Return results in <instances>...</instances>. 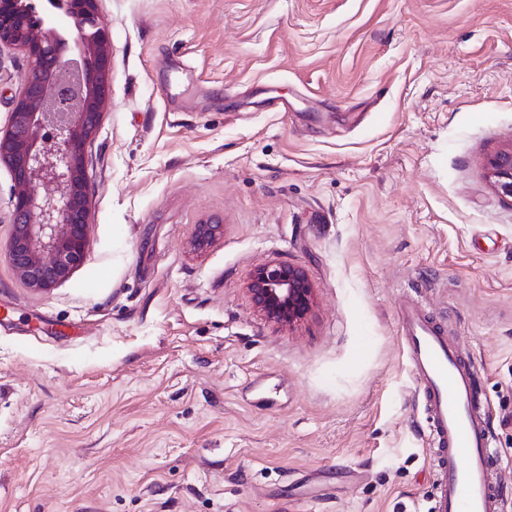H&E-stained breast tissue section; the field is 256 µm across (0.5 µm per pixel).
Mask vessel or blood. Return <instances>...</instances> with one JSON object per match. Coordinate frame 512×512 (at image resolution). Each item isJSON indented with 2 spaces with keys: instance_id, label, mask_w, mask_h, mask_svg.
<instances>
[{
  "instance_id": "1",
  "label": "vessel or blood",
  "mask_w": 512,
  "mask_h": 512,
  "mask_svg": "<svg viewBox=\"0 0 512 512\" xmlns=\"http://www.w3.org/2000/svg\"><path fill=\"white\" fill-rule=\"evenodd\" d=\"M398 318L415 386L433 419L434 512H502L494 468L501 451L474 399L469 363L445 327L433 323L418 303L403 301Z\"/></svg>"
}]
</instances>
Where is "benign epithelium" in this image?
Wrapping results in <instances>:
<instances>
[{
  "instance_id": "obj_1",
  "label": "benign epithelium",
  "mask_w": 512,
  "mask_h": 512,
  "mask_svg": "<svg viewBox=\"0 0 512 512\" xmlns=\"http://www.w3.org/2000/svg\"><path fill=\"white\" fill-rule=\"evenodd\" d=\"M97 0H0V47L15 46L29 68L47 66L51 78L32 88L24 79L10 128L0 131V162L12 174L13 233L8 255L29 287L50 290L83 263L88 247L90 195L85 150L103 117L110 46ZM63 15L71 29L61 30ZM487 180L512 200V143L487 162ZM51 186L43 195L39 185ZM200 224L192 241L202 250L221 230ZM254 306L269 320L291 326L311 311L313 288L304 271L270 261L248 282Z\"/></svg>"
}]
</instances>
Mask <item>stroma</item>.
<instances>
[{
    "label": "stroma",
    "instance_id": "stroma-1",
    "mask_svg": "<svg viewBox=\"0 0 512 512\" xmlns=\"http://www.w3.org/2000/svg\"><path fill=\"white\" fill-rule=\"evenodd\" d=\"M97 9L89 245L51 290L9 264L0 163V512H429L407 293L477 372L512 512V0ZM27 69L0 48L2 131ZM270 260L312 284L294 327L246 290ZM486 169L491 188L512 202V143L488 159Z\"/></svg>",
    "mask_w": 512,
    "mask_h": 512
}]
</instances>
